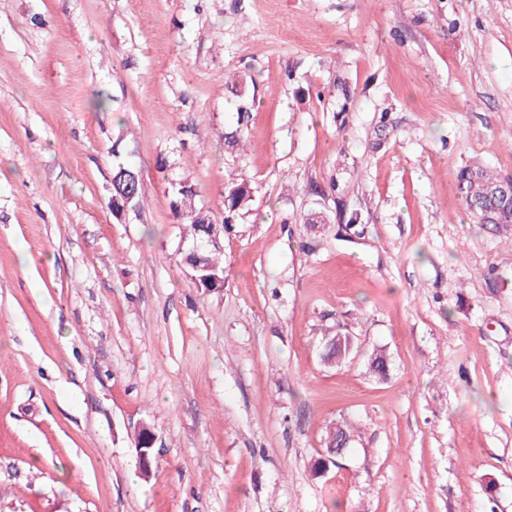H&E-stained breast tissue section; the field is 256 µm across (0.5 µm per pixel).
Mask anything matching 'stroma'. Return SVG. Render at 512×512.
<instances>
[{
    "instance_id": "stroma-1",
    "label": "stroma",
    "mask_w": 512,
    "mask_h": 512,
    "mask_svg": "<svg viewBox=\"0 0 512 512\" xmlns=\"http://www.w3.org/2000/svg\"><path fill=\"white\" fill-rule=\"evenodd\" d=\"M476 162L512 178V0H0V512H512V226L468 212ZM232 173L198 288L169 183L219 223ZM247 77L243 75L224 76V86L235 97L239 99L237 107V120L236 127L231 131L224 132V140L227 142L228 147L232 152L239 154L243 149V128L247 125L249 119V112H251V103L246 96ZM121 168L138 176L137 181L134 182V194L132 192V177H135V175L120 170ZM114 174L116 175L112 177L111 180V192H115V194L111 195L110 199L112 209L113 203L115 202L118 204L120 201L124 202L123 208L127 209V206L134 195V199L131 204L132 208L128 214H139L142 211L146 201V188L139 173L131 166L125 164L124 162H120L114 170ZM253 189L245 179L232 178L224 184V230L234 224L237 216L248 209L253 200ZM345 437L347 438H350V432L347 430V429H344V428H341V427H336L334 429L333 432H330L329 433V436L327 438V442H326V458H327V461L323 462V460L321 459V461H316L314 464H313V472L314 474H319L322 469H324L326 467V465H328L329 463L333 464V465H336L337 464V461H336V458L340 457L341 454H337L336 451H332V452H329V448H336L338 447V444L339 442L344 439Z\"/></svg>"
}]
</instances>
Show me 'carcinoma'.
<instances>
[{
    "label": "carcinoma",
    "instance_id": "cac0c4a2",
    "mask_svg": "<svg viewBox=\"0 0 512 512\" xmlns=\"http://www.w3.org/2000/svg\"><path fill=\"white\" fill-rule=\"evenodd\" d=\"M224 86L239 99L237 107L236 127L224 133V140L232 151L238 153L243 149V128L247 125L251 103L246 96L247 78L242 75H232L224 78ZM459 188L470 211L477 217H487V223L512 226V192L508 190L505 179L494 170L484 165H467L458 173ZM194 188V184L183 179L169 183V192L172 197V207L181 220V224L188 227L191 242L201 246L208 237V230L212 218L208 211L201 207L188 210L183 206V188ZM253 197V191L248 181L232 178L224 184V221L223 227L235 223L237 216L248 209ZM205 264L210 271L222 274L224 263L221 262L223 251L219 248L207 247L202 250ZM350 437V432L337 427L329 433L326 442L327 461H317L313 464V472L318 474L328 464H337L339 454L334 452L339 442Z\"/></svg>",
    "mask_w": 512,
    "mask_h": 512
}]
</instances>
